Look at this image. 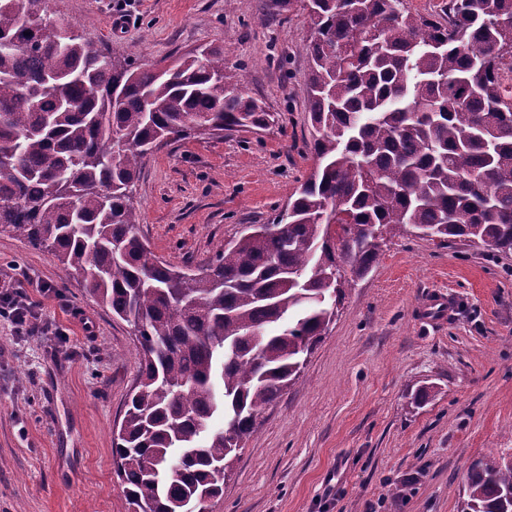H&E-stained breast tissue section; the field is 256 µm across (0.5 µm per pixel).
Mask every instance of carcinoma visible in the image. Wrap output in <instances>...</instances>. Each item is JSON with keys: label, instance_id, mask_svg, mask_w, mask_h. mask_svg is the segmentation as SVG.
I'll use <instances>...</instances> for the list:
<instances>
[{"label": "carcinoma", "instance_id": "1", "mask_svg": "<svg viewBox=\"0 0 512 512\" xmlns=\"http://www.w3.org/2000/svg\"><path fill=\"white\" fill-rule=\"evenodd\" d=\"M0 0V232L52 255L133 329L141 359L112 458L133 512H205L259 414L295 385L385 236L512 253V0H269L298 5L315 167L287 213L206 267L151 254L133 204L163 141L264 128L224 48L159 74ZM462 512H512V462L468 469Z\"/></svg>", "mask_w": 512, "mask_h": 512}]
</instances>
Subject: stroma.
<instances>
[{
	"label": "stroma",
	"instance_id": "35a3bbf8",
	"mask_svg": "<svg viewBox=\"0 0 512 512\" xmlns=\"http://www.w3.org/2000/svg\"><path fill=\"white\" fill-rule=\"evenodd\" d=\"M45 0L48 16L149 67L224 48L276 121L171 141L136 183L137 230L171 263L208 265L271 221L310 173L305 12L267 0ZM20 283L37 329L0 316V512H131L112 432L136 383L130 325L47 252L0 233V286ZM433 290L448 316L421 321ZM430 387L421 406L409 394ZM512 457V254L389 237L347 289L302 378L257 419L209 512H461L469 464Z\"/></svg>",
	"mask_w": 512,
	"mask_h": 512
}]
</instances>
